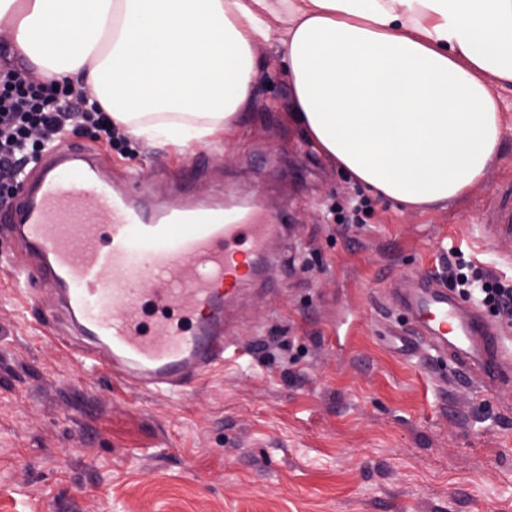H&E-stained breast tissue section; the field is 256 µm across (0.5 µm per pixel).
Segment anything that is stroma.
<instances>
[{
	"label": "stroma",
	"mask_w": 512,
	"mask_h": 512,
	"mask_svg": "<svg viewBox=\"0 0 512 512\" xmlns=\"http://www.w3.org/2000/svg\"><path fill=\"white\" fill-rule=\"evenodd\" d=\"M256 55V105L230 136L64 139L152 209L222 195L287 225L275 288L238 304L245 356L183 395H132L46 331L54 299L25 287L33 261L0 234V512H512V386L487 394L436 354H399L388 292L456 250L512 283L479 233L512 183V91L498 92L504 136L479 184L423 210L373 198L347 229L331 209L356 188L289 120L275 42Z\"/></svg>",
	"instance_id": "35a3bbf8"
}]
</instances>
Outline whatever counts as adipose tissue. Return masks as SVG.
Segmentation results:
<instances>
[{
    "mask_svg": "<svg viewBox=\"0 0 512 512\" xmlns=\"http://www.w3.org/2000/svg\"><path fill=\"white\" fill-rule=\"evenodd\" d=\"M0 28L43 80L185 147L251 109L254 49L276 41L311 147L417 209L483 178L503 137L487 82L512 87V0H0Z\"/></svg>",
    "mask_w": 512,
    "mask_h": 512,
    "instance_id": "adipose-tissue-1",
    "label": "adipose tissue"
}]
</instances>
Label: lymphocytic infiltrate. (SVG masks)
Segmentation results:
<instances>
[{"instance_id": "lymphocytic-infiltrate-1", "label": "lymphocytic infiltrate", "mask_w": 512, "mask_h": 512, "mask_svg": "<svg viewBox=\"0 0 512 512\" xmlns=\"http://www.w3.org/2000/svg\"><path fill=\"white\" fill-rule=\"evenodd\" d=\"M36 127L50 141L65 128L75 134L91 133L110 145L120 138L111 116L86 99L82 91L66 84H46L10 63L0 64L1 203L13 198L17 171L42 153L29 138ZM443 278L461 297L479 296L482 306L512 317V284L475 268L462 253H454L449 259Z\"/></svg>"}]
</instances>
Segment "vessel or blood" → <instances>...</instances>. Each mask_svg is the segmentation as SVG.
Wrapping results in <instances>:
<instances>
[{
	"label": "vessel or blood",
	"mask_w": 512,
	"mask_h": 512,
	"mask_svg": "<svg viewBox=\"0 0 512 512\" xmlns=\"http://www.w3.org/2000/svg\"><path fill=\"white\" fill-rule=\"evenodd\" d=\"M0 224L39 256L24 282L57 293L82 364L131 392L170 395L244 355L228 339L231 309L242 288L264 280L269 245L287 230L232 202L150 211L141 197L115 190L88 151L64 147L29 171ZM480 233L512 257V183L484 211ZM144 279L152 292L141 288ZM393 302L407 318L399 341L408 354H446L459 374L479 371L489 393L512 384L502 369L512 357L502 326L434 273L407 275Z\"/></svg>",
	"instance_id": "vessel-or-blood-1"
}]
</instances>
